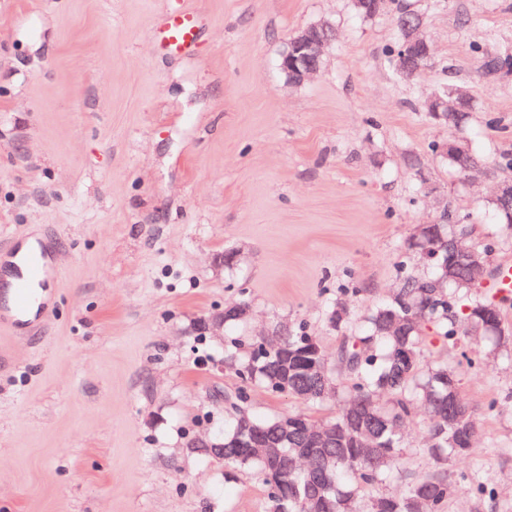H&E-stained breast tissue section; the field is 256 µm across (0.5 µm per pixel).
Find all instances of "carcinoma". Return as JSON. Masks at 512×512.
<instances>
[{
	"label": "carcinoma",
	"instance_id": "carcinoma-1",
	"mask_svg": "<svg viewBox=\"0 0 512 512\" xmlns=\"http://www.w3.org/2000/svg\"><path fill=\"white\" fill-rule=\"evenodd\" d=\"M429 150L459 171L480 162L465 148L443 152L432 144ZM428 228L433 230L432 247L446 255L450 225ZM448 263L455 268L454 278L438 290L432 282L443 276V262H433L431 276L401 267L402 296L368 310L357 332L333 358L301 324L288 325L279 350L265 347L259 338L246 346L234 341L225 348L224 361L240 381L239 389L224 393L226 443L252 433L269 440L277 437L282 416L256 418L246 404L252 386L279 393L266 369L284 352L288 394L309 408L325 406L345 389L343 403L332 416L294 413L309 426L336 428L335 435L316 441L290 424L281 456L254 452L224 459L227 468L261 477L267 488L266 512H421L425 506L443 512L462 490L466 474L458 482L450 479L448 463L465 460L472 451L476 432L470 408L460 398L456 368L445 360L423 364L421 356L435 341L455 350L460 335L482 329L488 321L505 326L502 303L509 296L495 301L473 293L467 263L451 258ZM319 367L326 376L325 393L316 374ZM417 402L429 408L431 470L410 478L402 491L393 493L388 485L401 470L405 448L400 423Z\"/></svg>",
	"mask_w": 512,
	"mask_h": 512
}]
</instances>
